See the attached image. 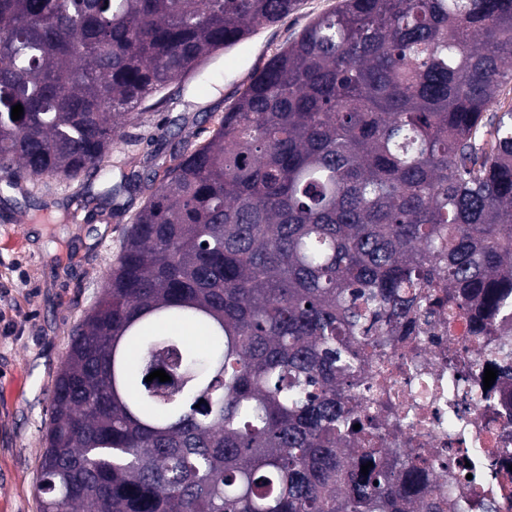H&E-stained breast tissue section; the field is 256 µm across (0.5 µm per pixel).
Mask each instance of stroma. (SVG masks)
<instances>
[{"instance_id": "1", "label": "stroma", "mask_w": 512, "mask_h": 512, "mask_svg": "<svg viewBox=\"0 0 512 512\" xmlns=\"http://www.w3.org/2000/svg\"><path fill=\"white\" fill-rule=\"evenodd\" d=\"M338 0H302L298 10L260 29L200 72L148 102L112 147L107 162L119 182L128 159L152 166L207 140L252 74ZM95 178L44 181L36 199L0 191V512H40V461L55 379L73 328L96 303L102 278L119 254L129 213L111 214ZM67 223L30 220L33 203Z\"/></svg>"}]
</instances>
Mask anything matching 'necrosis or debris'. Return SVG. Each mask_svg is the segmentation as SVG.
<instances>
[{"instance_id": "obj_1", "label": "necrosis or debris", "mask_w": 512, "mask_h": 512, "mask_svg": "<svg viewBox=\"0 0 512 512\" xmlns=\"http://www.w3.org/2000/svg\"><path fill=\"white\" fill-rule=\"evenodd\" d=\"M473 341L469 315L451 325L431 317L414 340L398 336L388 348L386 388L377 386L378 368L369 365L359 401L372 416H385L390 403L407 409L400 429L410 437L409 453L418 464L406 473L423 492L431 480L439 481V496L450 499L444 512H512V480H500L512 468V378L497 375L487 387L482 374L449 361V352H464ZM488 453L498 477H485L474 492L453 495L449 472L465 473L466 460Z\"/></svg>"}]
</instances>
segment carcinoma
Masks as SVG:
<instances>
[{"mask_svg": "<svg viewBox=\"0 0 512 512\" xmlns=\"http://www.w3.org/2000/svg\"><path fill=\"white\" fill-rule=\"evenodd\" d=\"M299 4L0 0V180L96 176L152 96ZM509 86L512 0H340L208 142L129 162L149 194L55 382L42 512H438L356 391L434 313L512 368ZM177 320L212 348L150 332Z\"/></svg>", "mask_w": 512, "mask_h": 512, "instance_id": "carcinoma-1", "label": "carcinoma"}]
</instances>
